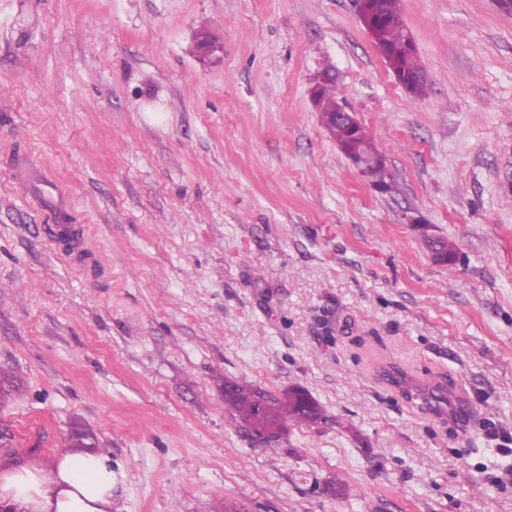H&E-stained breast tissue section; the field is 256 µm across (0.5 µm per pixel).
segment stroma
Wrapping results in <instances>:
<instances>
[{
	"mask_svg": "<svg viewBox=\"0 0 512 512\" xmlns=\"http://www.w3.org/2000/svg\"><path fill=\"white\" fill-rule=\"evenodd\" d=\"M399 9L419 98L353 0H0L1 460L74 452L78 426L112 512H512V13ZM327 67L400 195L323 127ZM52 218L84 225L74 259ZM390 364L447 375L470 418ZM228 381L304 389L324 418L266 448ZM420 217L418 212L413 210L405 211L402 214L404 223L415 224L418 228L421 233L422 241L431 252L434 260L438 263L448 265V268L451 269L456 262L457 253L455 243L449 238L429 233L431 226L426 221L420 224L416 223L417 219Z\"/></svg>",
	"mask_w": 512,
	"mask_h": 512,
	"instance_id": "35a3bbf8",
	"label": "stroma"
}]
</instances>
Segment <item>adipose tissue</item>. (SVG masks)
Masks as SVG:
<instances>
[{
  "label": "adipose tissue",
  "instance_id": "1",
  "mask_svg": "<svg viewBox=\"0 0 512 512\" xmlns=\"http://www.w3.org/2000/svg\"><path fill=\"white\" fill-rule=\"evenodd\" d=\"M0 503L17 512H112V462L103 453L67 454L0 472Z\"/></svg>",
  "mask_w": 512,
  "mask_h": 512
}]
</instances>
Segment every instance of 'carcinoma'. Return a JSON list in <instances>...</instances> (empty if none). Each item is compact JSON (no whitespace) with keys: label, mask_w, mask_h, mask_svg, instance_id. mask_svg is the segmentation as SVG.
I'll use <instances>...</instances> for the list:
<instances>
[{"label":"carcinoma","mask_w":512,"mask_h":512,"mask_svg":"<svg viewBox=\"0 0 512 512\" xmlns=\"http://www.w3.org/2000/svg\"><path fill=\"white\" fill-rule=\"evenodd\" d=\"M398 2L399 0H369L367 32L375 46L393 50L384 59L390 72L411 77L423 70V67L418 53L398 52V47L410 36L402 20ZM322 122L340 149H357L365 158L373 151H380L364 126H351L328 111L322 112ZM417 228L434 260L453 266L456 262L455 243L446 237L430 233V225L426 222L418 224ZM380 373L384 380L401 391L414 390L407 381L408 374L398 367L389 365L382 368ZM224 404L236 412L240 421L267 445L279 440V434L288 422L314 424L324 418L321 406L300 388H292L280 396H275L250 384L227 382L224 384Z\"/></svg>","instance_id":"1"}]
</instances>
